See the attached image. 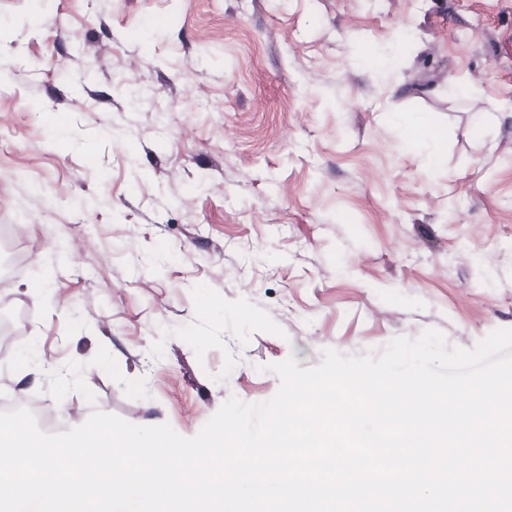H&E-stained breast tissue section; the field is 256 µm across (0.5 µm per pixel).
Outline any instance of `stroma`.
I'll list each match as a JSON object with an SVG mask.
<instances>
[{"instance_id": "1", "label": "stroma", "mask_w": 512, "mask_h": 512, "mask_svg": "<svg viewBox=\"0 0 512 512\" xmlns=\"http://www.w3.org/2000/svg\"><path fill=\"white\" fill-rule=\"evenodd\" d=\"M1 224L0 395L60 414L192 437L291 356L475 348L512 328V0H0Z\"/></svg>"}]
</instances>
